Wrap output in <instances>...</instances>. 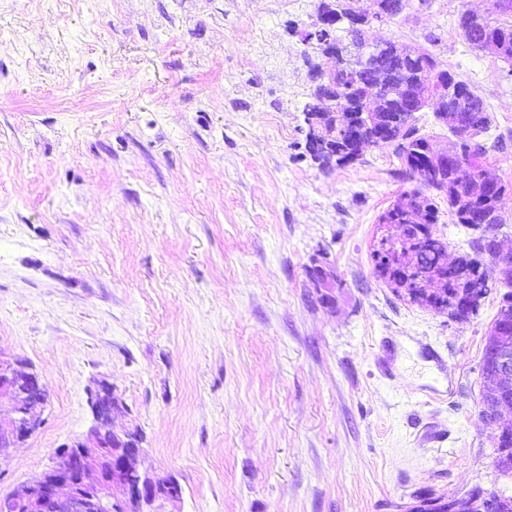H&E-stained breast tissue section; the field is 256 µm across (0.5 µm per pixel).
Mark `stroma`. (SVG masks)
Here are the masks:
<instances>
[{
	"instance_id": "obj_1",
	"label": "stroma",
	"mask_w": 512,
	"mask_h": 512,
	"mask_svg": "<svg viewBox=\"0 0 512 512\" xmlns=\"http://www.w3.org/2000/svg\"><path fill=\"white\" fill-rule=\"evenodd\" d=\"M319 2L0 0V352L49 392L35 435L0 452V495L95 426L101 379L141 469L181 485L164 512L512 493L480 415L500 292L462 321L396 295L371 251L419 181L390 147L330 169L305 151ZM489 5L410 0L367 35L429 47L484 97L506 141L484 164L512 182V67L456 26ZM438 207L449 256L489 267ZM88 403L98 423L103 422V412L107 410L110 419L121 411V406L114 396L113 384L107 380L95 383L94 388L88 390Z\"/></svg>"
}]
</instances>
